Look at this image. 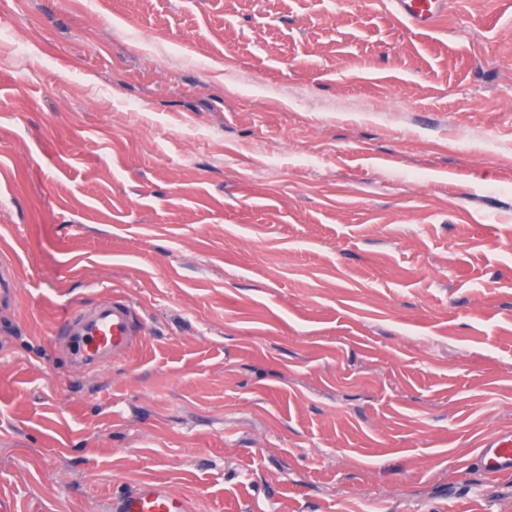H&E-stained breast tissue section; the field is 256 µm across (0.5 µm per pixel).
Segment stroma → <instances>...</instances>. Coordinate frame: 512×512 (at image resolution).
Masks as SVG:
<instances>
[{"mask_svg":"<svg viewBox=\"0 0 512 512\" xmlns=\"http://www.w3.org/2000/svg\"><path fill=\"white\" fill-rule=\"evenodd\" d=\"M0 493L512 512V0H0ZM141 343L51 334L103 292ZM397 14L418 29H429L448 8L447 0H393ZM18 281L11 262L1 261L0 269V307L10 308L16 299ZM52 336L76 370L93 373L138 346L143 324L131 300L108 294L65 317ZM473 454L474 465L488 477L512 476V428L505 427L482 440Z\"/></svg>","mask_w":512,"mask_h":512,"instance_id":"35a3bbf8","label":"stroma"}]
</instances>
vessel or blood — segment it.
Segmentation results:
<instances>
[{
	"mask_svg": "<svg viewBox=\"0 0 512 512\" xmlns=\"http://www.w3.org/2000/svg\"><path fill=\"white\" fill-rule=\"evenodd\" d=\"M393 6L403 20L425 30L434 27L446 12L448 0H393ZM17 291L12 263L0 264L1 309L14 304ZM52 336L76 370L93 373L124 358L138 346L143 324L131 300L108 294L65 317ZM472 460L486 476H512V428H502L482 440ZM106 512H196V507L169 485L146 483L113 495Z\"/></svg>",
	"mask_w": 512,
	"mask_h": 512,
	"instance_id": "obj_1",
	"label": "vessel or blood"
}]
</instances>
